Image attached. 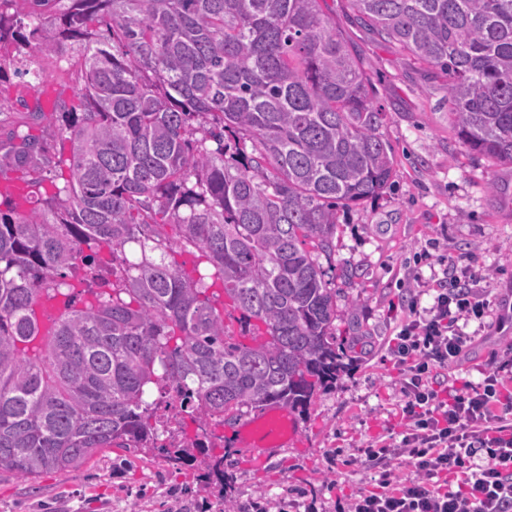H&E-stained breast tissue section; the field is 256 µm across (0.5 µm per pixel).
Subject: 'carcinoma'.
<instances>
[{
    "label": "carcinoma",
    "instance_id": "1",
    "mask_svg": "<svg viewBox=\"0 0 512 512\" xmlns=\"http://www.w3.org/2000/svg\"><path fill=\"white\" fill-rule=\"evenodd\" d=\"M0 0V69L78 51L52 160L20 130L0 156L29 207L0 210V473L33 479L105 448L174 465L149 386L191 415L304 413L336 379V209L390 184L394 152L361 61L320 0ZM384 41L448 76L456 135L512 165V0H351ZM251 151H246V143ZM68 164L63 185L43 191ZM133 254H127V251ZM191 253L192 273L176 263ZM82 269L97 284L75 295ZM65 298L44 324L38 307ZM241 313V336L224 309ZM208 475L230 487L224 458Z\"/></svg>",
    "mask_w": 512,
    "mask_h": 512
}]
</instances>
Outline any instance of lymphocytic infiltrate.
Returning <instances> with one entry per match:
<instances>
[{
  "label": "lymphocytic infiltrate",
  "instance_id": "lymphocytic-infiltrate-1",
  "mask_svg": "<svg viewBox=\"0 0 512 512\" xmlns=\"http://www.w3.org/2000/svg\"><path fill=\"white\" fill-rule=\"evenodd\" d=\"M448 268L453 278L426 282L430 307L390 348L405 382L401 440L366 449L377 484L352 497L348 512H512V374L496 369L459 388L433 382L471 345L466 323L489 307L480 274L453 261ZM401 461L410 476L397 475Z\"/></svg>",
  "mask_w": 512,
  "mask_h": 512
}]
</instances>
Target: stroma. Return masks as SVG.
<instances>
[{"label": "stroma", "instance_id": "1", "mask_svg": "<svg viewBox=\"0 0 512 512\" xmlns=\"http://www.w3.org/2000/svg\"><path fill=\"white\" fill-rule=\"evenodd\" d=\"M370 76L373 96L389 116L382 130L397 161L390 186L378 197L339 211L334 252L323 260L336 290V344L345 369L315 395L306 414H294L301 444L261 465L234 446L236 428L224 427L213 454L235 477L231 495L241 512H346L351 496L372 486L364 450L403 428L401 372L388 343L420 307L418 279H429L454 257L472 261L494 306L468 357L450 367L447 383L479 384L512 356V166L470 154L448 116V78L381 40L350 0H324ZM38 88L12 70L0 71V141L25 122L26 103L52 92L72 101L77 86L68 61L34 56ZM220 484L199 462L178 466L159 451L104 450L79 468L45 472L23 481L0 475V512H218Z\"/></svg>", "mask_w": 512, "mask_h": 512}]
</instances>
